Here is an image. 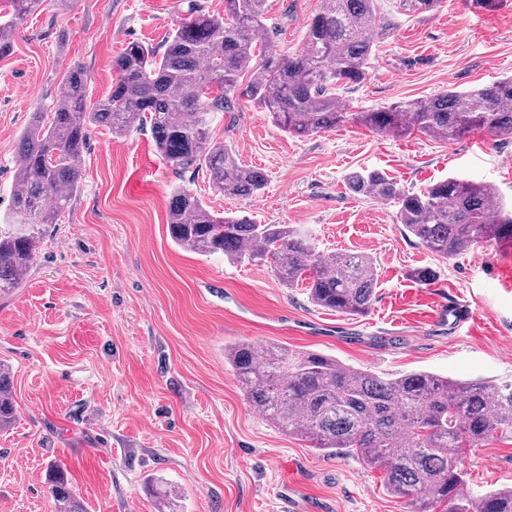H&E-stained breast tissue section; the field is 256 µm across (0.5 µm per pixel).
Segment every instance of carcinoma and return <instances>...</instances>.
I'll return each instance as SVG.
<instances>
[{"mask_svg":"<svg viewBox=\"0 0 512 512\" xmlns=\"http://www.w3.org/2000/svg\"><path fill=\"white\" fill-rule=\"evenodd\" d=\"M69 0H0V59L13 35L50 4ZM438 0H322L302 48L284 55L260 41L267 0H224V14L197 4L170 34L164 51L137 41L112 61L115 81L87 109L88 78L71 68L53 110L34 113L19 143V165L9 212L0 224V295L30 270L51 225L71 210L81 183L88 128L115 135L150 131L171 170L204 172L227 198L252 196L264 175L211 135L215 114L231 109L235 94L270 114L293 137L328 132L352 117L372 130L418 131L451 143L474 130L512 136V76L466 92L448 91L388 108L348 114L341 92L362 83L376 41L392 35L399 16L431 11ZM249 84L238 91L239 77ZM358 195L395 204L396 221L428 252L448 259L482 241L512 238V206L489 184L448 177L405 191L378 170L349 175ZM168 235L199 254L232 262L270 261L288 286L306 285L316 306L348 316L371 308L377 269L363 253L323 254L296 224H258L248 216L214 213L197 195L173 189ZM252 409L286 434L326 453L354 454L384 471L387 489L408 512H512V487L478 500L465 489L464 449L489 440L512 442V382H453L415 372L383 378L314 351L239 342L224 349ZM8 368L0 364V429L15 419ZM57 512H87L58 467L50 470Z\"/></svg>","mask_w":512,"mask_h":512,"instance_id":"obj_1","label":"carcinoma"}]
</instances>
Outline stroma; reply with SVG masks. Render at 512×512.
<instances>
[{
  "mask_svg": "<svg viewBox=\"0 0 512 512\" xmlns=\"http://www.w3.org/2000/svg\"><path fill=\"white\" fill-rule=\"evenodd\" d=\"M190 0H73L33 15L0 59V216L8 212L18 141L32 112L50 111L73 65L88 100L112 85L128 42L155 49ZM321 0H268L264 38L292 54ZM512 76V0L494 11L440 0L381 40L364 82L366 112ZM262 171L258 196L227 198L207 178L175 175L149 131L91 127L72 211L52 227L18 288L0 297V363L12 373L15 422L0 430V512H56L49 468L63 470L88 512H406L381 470L324 454L248 404L224 349L241 341L315 351L385 378L431 372L512 378V240L444 259L404 231L393 206L354 194L348 175L379 169L406 190L456 176L512 198V137L476 130L448 143L378 133L353 121L309 137L281 132L239 97L212 127ZM215 211L261 224H301L318 250L359 251L378 271L369 312L311 303L269 265L232 264L175 245L174 187ZM430 266L421 285L410 270ZM472 497L512 486V445L468 450Z\"/></svg>",
  "mask_w": 512,
  "mask_h": 512,
  "instance_id": "1",
  "label": "stroma"
}]
</instances>
